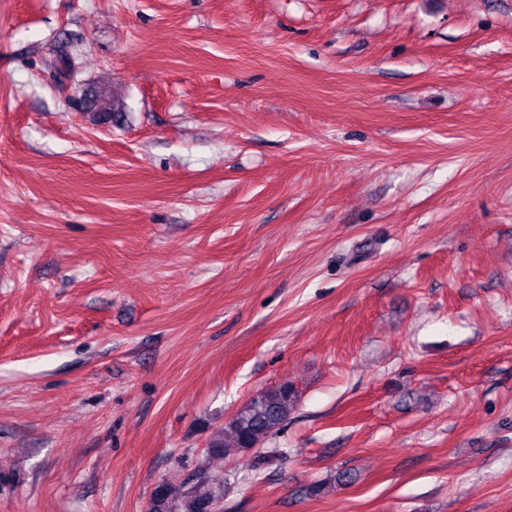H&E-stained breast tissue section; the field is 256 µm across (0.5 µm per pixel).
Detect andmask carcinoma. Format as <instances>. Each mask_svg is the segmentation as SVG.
Masks as SVG:
<instances>
[{"mask_svg":"<svg viewBox=\"0 0 512 512\" xmlns=\"http://www.w3.org/2000/svg\"><path fill=\"white\" fill-rule=\"evenodd\" d=\"M93 107L101 121L112 118V97L99 94L84 100ZM297 402L292 384L267 387L253 396L208 436L206 454L226 460H240L288 421ZM224 501V477L199 473L195 482L174 484L161 482L154 490L148 512H208L209 507Z\"/></svg>","mask_w":512,"mask_h":512,"instance_id":"cac0c4a2","label":"carcinoma"}]
</instances>
